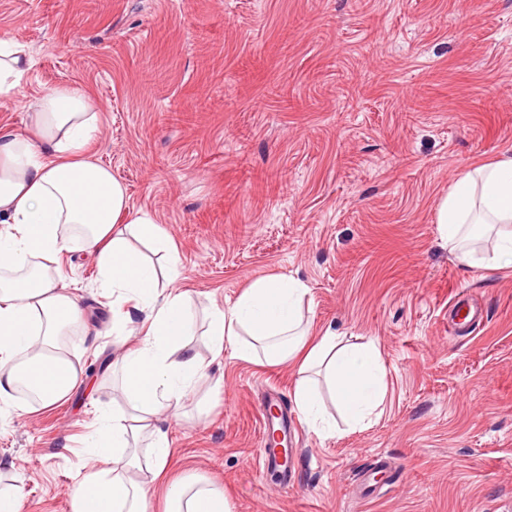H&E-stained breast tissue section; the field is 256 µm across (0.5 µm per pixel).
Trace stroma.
Returning a JSON list of instances; mask_svg holds the SVG:
<instances>
[{"label": "stroma", "mask_w": 512, "mask_h": 512, "mask_svg": "<svg viewBox=\"0 0 512 512\" xmlns=\"http://www.w3.org/2000/svg\"><path fill=\"white\" fill-rule=\"evenodd\" d=\"M0 39L32 57L0 126L26 132L44 88L85 94L90 153L177 248L207 378L167 422L171 476L223 486L232 512H512V267L458 262L436 224L465 173L512 150V0H0ZM61 264L90 319L67 344L111 404L112 300L91 256ZM270 276L308 287L313 330L376 346L370 423L315 432L293 368L213 357L209 311ZM457 295L482 321L452 338ZM271 388L296 427L285 492L255 471ZM87 393L0 415L21 512H72Z\"/></svg>", "instance_id": "35a3bbf8"}]
</instances>
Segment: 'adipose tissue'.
I'll return each mask as SVG.
<instances>
[{"instance_id":"ef3b65f1","label":"adipose tissue","mask_w":512,"mask_h":512,"mask_svg":"<svg viewBox=\"0 0 512 512\" xmlns=\"http://www.w3.org/2000/svg\"><path fill=\"white\" fill-rule=\"evenodd\" d=\"M31 66L26 47L0 40V98L14 97ZM28 132L0 130V409L27 413L14 393L27 386L41 407L66 402L86 374L64 338L86 323L81 297L64 282L60 259L91 254L102 287L112 291V329L125 335L140 312L142 339L112 366L121 374L127 409H95L85 446L90 466L71 493L73 512H148L152 489L134 471L163 474L172 450L162 417L179 416L183 399L204 381L205 367L190 336L194 315L178 286V256L157 220L133 211L111 169L90 160L99 113L81 92L56 86L28 104ZM437 222L444 241L467 263L512 266V154L474 168L442 198ZM483 225L490 251L479 253ZM152 244L167 257V273L133 247ZM308 289L290 277L254 281L237 300L210 314L213 354L232 347L235 358L296 370L294 402L320 433H335L319 402L326 379L350 427L365 425L383 401V365L371 344H345L341 334H314L304 313ZM164 512H230L222 487L191 473L169 483Z\"/></svg>"}]
</instances>
